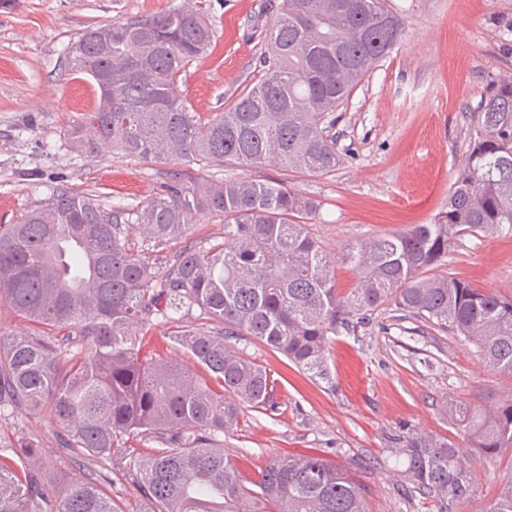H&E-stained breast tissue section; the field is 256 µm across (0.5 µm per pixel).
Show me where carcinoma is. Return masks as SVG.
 <instances>
[{
    "instance_id": "cac0c4a2",
    "label": "carcinoma",
    "mask_w": 512,
    "mask_h": 512,
    "mask_svg": "<svg viewBox=\"0 0 512 512\" xmlns=\"http://www.w3.org/2000/svg\"><path fill=\"white\" fill-rule=\"evenodd\" d=\"M403 13L389 0H281L266 30L260 78L221 112L190 111L180 77L211 48L214 28L197 10L86 29L75 70L112 72L94 111L70 130L86 154L106 145L129 156L326 175L341 156L336 111L402 39ZM471 117L468 154L429 224L348 245L330 255L308 231L319 203L286 183L229 177L199 185L176 173L131 209L56 191L14 224L0 225V300L27 322L0 336V412L50 408L100 473L49 497L14 459L34 460L30 440L0 453V512H117L101 482L112 462L152 512H368L366 489L345 465L316 454L276 458L247 481L219 437L241 427V405L273 407L276 380L228 345L252 337L312 378L328 377L329 337L357 333L391 305L473 344L492 370L512 377V297L437 274L452 242L512 231V81L496 85ZM199 213L221 218L224 237L185 246L160 270L143 241L188 236ZM359 276L340 295L334 267ZM197 311L200 325L172 336L209 374L143 351L141 335ZM477 458L512 447V399L487 413L458 409ZM154 443L136 448L134 441ZM403 481L445 503L471 491L461 449L431 436L399 439ZM485 512H512V476Z\"/></svg>"
}]
</instances>
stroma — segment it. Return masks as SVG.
Instances as JSON below:
<instances>
[{
	"mask_svg": "<svg viewBox=\"0 0 512 512\" xmlns=\"http://www.w3.org/2000/svg\"><path fill=\"white\" fill-rule=\"evenodd\" d=\"M280 0H0V224L65 188L131 208L168 182L173 164L100 148L77 150L66 131L94 108V82L69 53L94 25L158 16L185 5L206 11L216 34L180 90L201 117L222 111L260 75L265 28ZM406 19L402 40L353 91L334 128L343 163L317 175L273 165L184 166L198 180L233 175L286 182L316 199L310 225L329 252L346 244L430 223L448 201L470 145L469 110L502 79H512V0H392ZM448 272L481 290L512 296V232L464 235L448 252ZM235 351L271 370L275 406L245 411L240 431L221 439L226 455L252 477L272 459L316 451L352 468L370 512H439L437 501L401 490L402 463L391 449L418 432L467 448L460 405L491 409L512 398V377L489 369L463 338L375 312L366 332L333 336L329 377L310 378L279 353L244 337ZM49 410H11L0 445L40 444L44 490L64 496L86 479L59 444ZM468 496L448 512H484L512 476V447L465 459Z\"/></svg>",
	"mask_w": 512,
	"mask_h": 512,
	"instance_id": "stroma-1",
	"label": "stroma"
}]
</instances>
